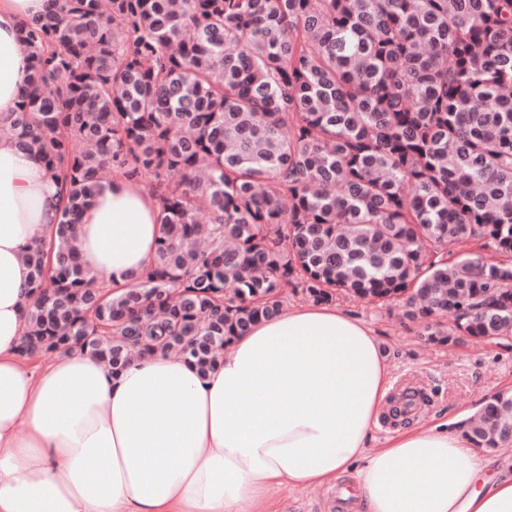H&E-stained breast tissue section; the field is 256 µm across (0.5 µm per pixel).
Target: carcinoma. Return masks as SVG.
<instances>
[{
    "instance_id": "carcinoma-1",
    "label": "carcinoma",
    "mask_w": 512,
    "mask_h": 512,
    "mask_svg": "<svg viewBox=\"0 0 512 512\" xmlns=\"http://www.w3.org/2000/svg\"><path fill=\"white\" fill-rule=\"evenodd\" d=\"M21 44L33 73L0 135L63 202L23 257L27 357L118 372L161 351L205 375L290 287L402 298L441 345L512 338V0H50ZM112 170L149 179L162 226L158 262L113 292L74 235ZM466 434L511 440L512 393Z\"/></svg>"
}]
</instances>
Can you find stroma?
<instances>
[{
    "mask_svg": "<svg viewBox=\"0 0 512 512\" xmlns=\"http://www.w3.org/2000/svg\"><path fill=\"white\" fill-rule=\"evenodd\" d=\"M336 305L375 330L396 382H412L423 393L417 421L474 414L486 397L512 386V339L428 344L414 324L402 320L400 308L387 311L353 298L339 299ZM268 498L272 512H340L336 496L323 498L309 488L276 486Z\"/></svg>",
    "mask_w": 512,
    "mask_h": 512,
    "instance_id": "stroma-1",
    "label": "stroma"
}]
</instances>
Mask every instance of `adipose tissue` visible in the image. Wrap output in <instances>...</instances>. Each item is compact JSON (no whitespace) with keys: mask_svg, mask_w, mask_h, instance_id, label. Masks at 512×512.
I'll return each mask as SVG.
<instances>
[{"mask_svg":"<svg viewBox=\"0 0 512 512\" xmlns=\"http://www.w3.org/2000/svg\"><path fill=\"white\" fill-rule=\"evenodd\" d=\"M46 6L0 0V117L32 73L19 26ZM158 210L137 178L102 184L75 226L98 287L156 262ZM59 212L41 159L0 136V512H264L271 486L349 473L360 512H512V476L486 475L464 426H416L370 451L391 366L372 329L330 304L257 321L204 375L159 352L116 374L81 351L31 366L23 255Z\"/></svg>","mask_w":512,"mask_h":512,"instance_id":"obj_1","label":"adipose tissue"}]
</instances>
